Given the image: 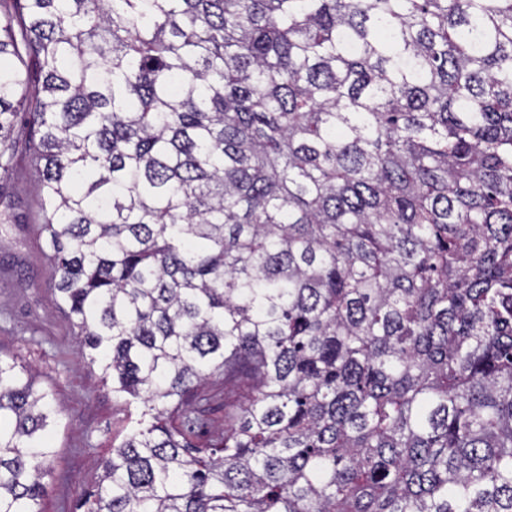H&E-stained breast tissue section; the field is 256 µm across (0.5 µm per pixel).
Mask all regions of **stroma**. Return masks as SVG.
Wrapping results in <instances>:
<instances>
[{
  "label": "stroma",
  "instance_id": "35a3bbf8",
  "mask_svg": "<svg viewBox=\"0 0 512 512\" xmlns=\"http://www.w3.org/2000/svg\"><path fill=\"white\" fill-rule=\"evenodd\" d=\"M38 182L23 157L0 177L20 217L0 226V357L22 359L63 405L49 434L54 456L38 508L74 512L93 490L101 459L121 442L128 410L79 355L67 309L55 298L38 224Z\"/></svg>",
  "mask_w": 512,
  "mask_h": 512
}]
</instances>
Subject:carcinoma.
I'll return each instance as SVG.
<instances>
[{"label":"carcinoma","instance_id":"obj_1","mask_svg":"<svg viewBox=\"0 0 512 512\" xmlns=\"http://www.w3.org/2000/svg\"><path fill=\"white\" fill-rule=\"evenodd\" d=\"M2 59L0 170L21 124L140 405L84 512H512V0H0ZM59 414L0 358V512ZM216 393L210 404L203 408L204 411L195 427V441L203 439L212 427L224 424V390L221 388Z\"/></svg>","mask_w":512,"mask_h":512}]
</instances>
